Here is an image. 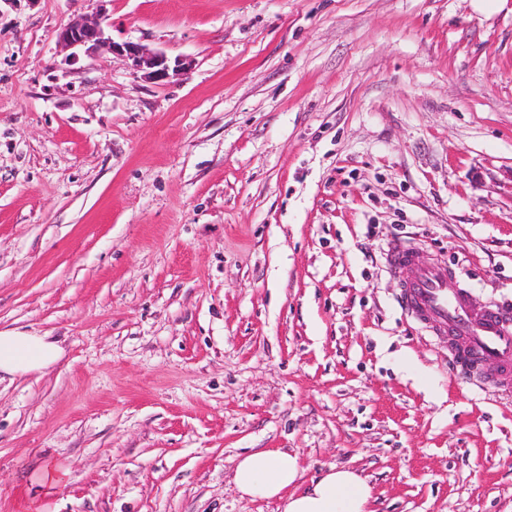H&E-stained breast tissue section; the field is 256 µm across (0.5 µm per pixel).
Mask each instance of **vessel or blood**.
<instances>
[{"label": "vessel or blood", "mask_w": 512, "mask_h": 512, "mask_svg": "<svg viewBox=\"0 0 512 512\" xmlns=\"http://www.w3.org/2000/svg\"><path fill=\"white\" fill-rule=\"evenodd\" d=\"M412 248L396 244L387 252L392 273L407 266L415 272L404 287L401 303L426 328L446 331L460 341L452 354L462 370L481 378L486 367L512 365V307L502 304L478 310L471 306L466 290L449 288L445 265L416 266Z\"/></svg>", "instance_id": "obj_1"}]
</instances>
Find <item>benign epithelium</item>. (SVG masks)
<instances>
[{
  "instance_id": "1",
  "label": "benign epithelium",
  "mask_w": 512,
  "mask_h": 512,
  "mask_svg": "<svg viewBox=\"0 0 512 512\" xmlns=\"http://www.w3.org/2000/svg\"><path fill=\"white\" fill-rule=\"evenodd\" d=\"M103 18L104 15L97 13L58 29L56 42L69 51V62H77L82 54L90 56L105 49L123 59L134 72L155 83L178 76L189 66L184 58L172 59L161 51L148 52L136 43L113 41L103 25Z\"/></svg>"
}]
</instances>
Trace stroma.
Here are the masks:
<instances>
[{
	"label": "stroma",
	"mask_w": 512,
	"mask_h": 512,
	"mask_svg": "<svg viewBox=\"0 0 512 512\" xmlns=\"http://www.w3.org/2000/svg\"><path fill=\"white\" fill-rule=\"evenodd\" d=\"M190 62L157 84L56 31ZM512 303V10L472 0H0V512H279L299 456L374 512H512V369L408 317L392 244ZM62 467L56 486L35 480ZM415 261L416 253L413 248L401 244L393 245L387 252L388 267L395 275L398 274L401 269L415 264ZM62 347L50 336L17 330L0 331V374L24 376L55 364ZM300 472L296 453L263 449L240 459L235 483L248 497L282 501L283 512H374L372 487L354 470L329 467L308 488Z\"/></svg>",
	"instance_id": "35a3bbf8"
}]
</instances>
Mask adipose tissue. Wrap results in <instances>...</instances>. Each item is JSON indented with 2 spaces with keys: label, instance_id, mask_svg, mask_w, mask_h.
Here are the masks:
<instances>
[{
  "label": "adipose tissue",
  "instance_id": "obj_1",
  "mask_svg": "<svg viewBox=\"0 0 512 512\" xmlns=\"http://www.w3.org/2000/svg\"><path fill=\"white\" fill-rule=\"evenodd\" d=\"M62 347L48 336L0 331V374L24 376L55 364ZM297 454L258 450L244 455L235 469L238 490L251 498L277 499L283 512H372V488L357 472L329 467L309 487H302Z\"/></svg>",
  "mask_w": 512,
  "mask_h": 512
}]
</instances>
